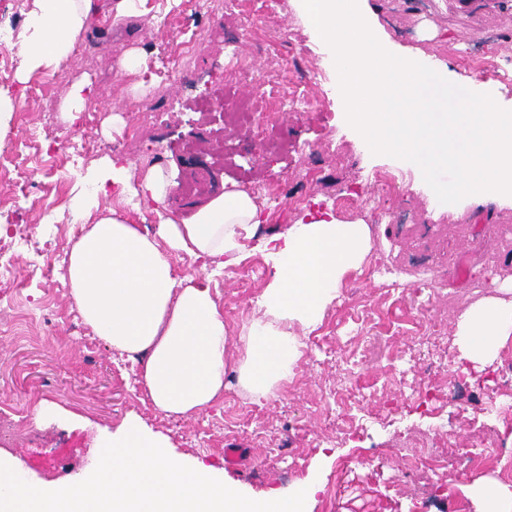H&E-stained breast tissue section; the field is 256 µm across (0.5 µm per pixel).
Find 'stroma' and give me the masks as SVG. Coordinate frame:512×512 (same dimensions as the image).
<instances>
[{
  "instance_id": "stroma-1",
  "label": "stroma",
  "mask_w": 512,
  "mask_h": 512,
  "mask_svg": "<svg viewBox=\"0 0 512 512\" xmlns=\"http://www.w3.org/2000/svg\"><path fill=\"white\" fill-rule=\"evenodd\" d=\"M210 0H147V14L82 35L72 55L19 83L0 87L20 107L0 135V461L31 484L58 487L89 475L96 444L124 423L164 438L170 454L216 472L250 494L316 487L307 512H478L471 491L498 479L489 459L512 457L499 436L496 391H512V340L476 372L455 336L457 317L512 283V206L489 223L433 198L420 168L372 153L347 120L335 68H322L319 43L294 0L255 15L250 4L228 10ZM390 39L443 62L450 78H472L512 108V86L472 60L512 58V0H370ZM433 39H425V31ZM195 46L179 74L160 58L181 42ZM138 46L146 94L126 95L117 63ZM325 76L308 111L279 113L266 138L238 124L224 107L260 90L287 95L313 70ZM93 86L95 106L69 121L63 87ZM86 153L67 157L68 141ZM136 170L158 164L175 183L173 214L207 200L222 182L267 194L259 235L284 232L304 211L332 210L338 221L370 224L360 205L369 177L394 175L392 220L370 224L372 248L362 270L348 273L338 299L303 335L302 355L277 397L254 402L228 379L222 400L190 419L155 411L138 382L139 367L112 351L85 324L64 278L77 229L71 210L78 183L107 158ZM24 191H16L17 180ZM39 244L31 249L20 225ZM54 258L39 272L41 256ZM465 277H458L459 265ZM262 254L210 274L230 339L257 314L267 283ZM427 296L417 310L413 289ZM240 448L243 463L224 466Z\"/></svg>"
}]
</instances>
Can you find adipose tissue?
<instances>
[{
  "mask_svg": "<svg viewBox=\"0 0 512 512\" xmlns=\"http://www.w3.org/2000/svg\"><path fill=\"white\" fill-rule=\"evenodd\" d=\"M144 5L114 0L103 9L97 0H32L19 42L20 78L59 65L78 37L105 18L144 16ZM173 187L162 167L140 174L112 157L87 178L73 198L76 218L92 221L66 269L74 302L101 339L138 362L147 395L164 415L195 416L223 395L230 374L253 399L275 397L300 356L299 331L321 320L344 274L367 260L369 227L305 214L286 232L259 239V195L227 187L174 218L167 213ZM128 202L156 214L154 235L128 223L118 209ZM253 251L266 260L268 283L232 361L224 314L205 278L177 275L175 260L185 253L203 268L221 269ZM456 327L464 357L485 364L512 339V300L489 298L462 314Z\"/></svg>",
  "mask_w": 512,
  "mask_h": 512,
  "instance_id": "1",
  "label": "adipose tissue"
}]
</instances>
